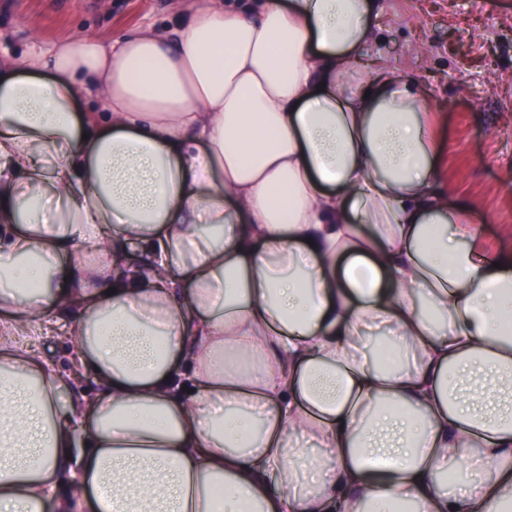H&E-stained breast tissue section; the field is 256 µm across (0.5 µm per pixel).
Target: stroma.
Instances as JSON below:
<instances>
[{
  "label": "stroma",
  "instance_id": "35a3bbf8",
  "mask_svg": "<svg viewBox=\"0 0 512 512\" xmlns=\"http://www.w3.org/2000/svg\"><path fill=\"white\" fill-rule=\"evenodd\" d=\"M376 41L426 82L437 112L443 158L439 185L479 217V247L512 248V0H381ZM175 0H0V57L64 31L104 39L141 28L178 29ZM73 317L35 326L49 336L55 370L68 374Z\"/></svg>",
  "mask_w": 512,
  "mask_h": 512
}]
</instances>
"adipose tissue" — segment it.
<instances>
[{"mask_svg": "<svg viewBox=\"0 0 512 512\" xmlns=\"http://www.w3.org/2000/svg\"><path fill=\"white\" fill-rule=\"evenodd\" d=\"M379 9L178 0L0 64V512H512V253ZM70 311L63 376L18 340Z\"/></svg>", "mask_w": 512, "mask_h": 512, "instance_id": "ef3b65f1", "label": "adipose tissue"}]
</instances>
